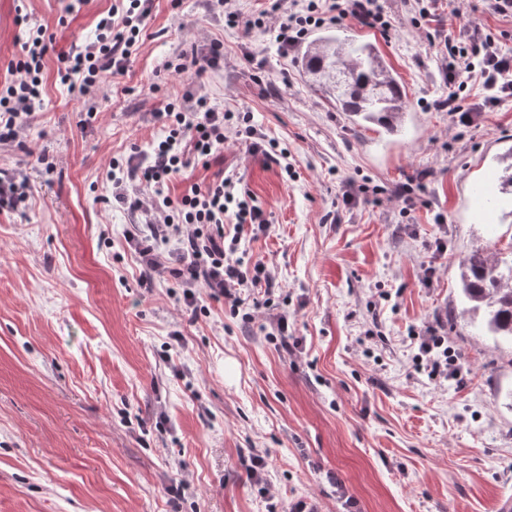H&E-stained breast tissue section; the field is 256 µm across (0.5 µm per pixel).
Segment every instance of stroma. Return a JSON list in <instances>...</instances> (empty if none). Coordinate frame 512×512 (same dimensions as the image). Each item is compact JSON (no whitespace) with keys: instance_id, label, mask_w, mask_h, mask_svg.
Here are the masks:
<instances>
[{"instance_id":"obj_1","label":"stroma","mask_w":512,"mask_h":512,"mask_svg":"<svg viewBox=\"0 0 512 512\" xmlns=\"http://www.w3.org/2000/svg\"><path fill=\"white\" fill-rule=\"evenodd\" d=\"M113 2L68 14L62 0H0V89L27 26L53 37L43 106L0 144V178L29 194L0 209V512H497L512 498V346L475 328L459 285L472 251L512 250L491 180L511 161L512 98L488 105L474 84L469 126L435 103L445 40L469 37L460 19L510 50L512 18L439 0L417 26L413 0H380L390 32L346 21L406 89L389 133L306 82L300 58L320 29L286 50L228 25L226 11L249 17L263 0H149L126 72L73 97L57 56L94 41ZM211 40L217 68L166 69ZM202 95L255 131L227 128L223 146L236 192L270 222L242 242L271 274L269 305L243 298L252 323L204 292L189 317L182 285L133 242L149 232L142 213L112 195L116 175L139 192L125 165L163 137L157 112ZM270 140L271 155L250 152ZM282 316L284 345L268 337ZM426 326L461 353L464 384L415 370L409 334Z\"/></svg>"}]
</instances>
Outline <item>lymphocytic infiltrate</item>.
Wrapping results in <instances>:
<instances>
[{"label": "lymphocytic infiltrate", "instance_id": "1", "mask_svg": "<svg viewBox=\"0 0 512 512\" xmlns=\"http://www.w3.org/2000/svg\"><path fill=\"white\" fill-rule=\"evenodd\" d=\"M292 5L275 35L285 47L301 41L310 28L340 19H356L385 32L391 28L379 0H292ZM147 15L142 0H115L107 16L97 23L94 43L59 53V83L68 92L84 96L103 78L121 74L136 49ZM26 35L24 53L12 67L18 78L0 92L1 142L13 140L43 102L41 73L50 40L39 26L28 29ZM474 76L480 77L488 104L512 96V54L502 50L496 33L481 32L468 44L454 47L448 62V77L453 84L442 102L452 121L464 125L473 121L465 100L467 80ZM160 118L165 135L153 143L151 161L142 167L139 177L141 185L151 191L150 201L145 204L137 199L133 206L150 215L156 241L164 243L178 237L189 282L209 288L211 296L229 300L231 311H238L241 299L236 288L269 285L271 276L260 264L244 270V259L239 255L244 229L263 233L269 221L258 206L235 196V177L222 169L224 123L232 115L218 111L201 97L188 110L168 104ZM193 158L216 164L217 170L207 183L191 185L179 203H172L168 184ZM411 337L417 343V370L432 379L464 381L468 369L449 346L447 336L429 327L412 331Z\"/></svg>", "mask_w": 512, "mask_h": 512}]
</instances>
